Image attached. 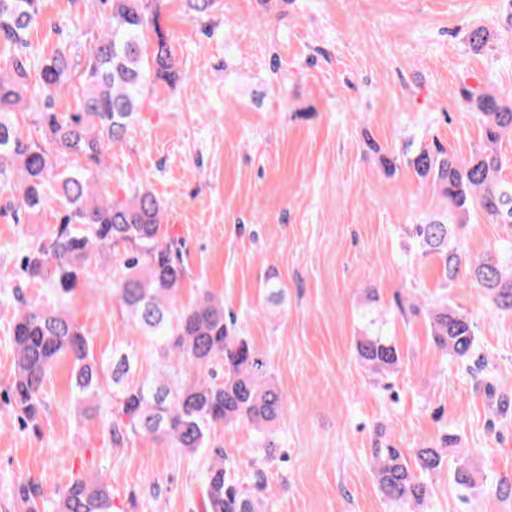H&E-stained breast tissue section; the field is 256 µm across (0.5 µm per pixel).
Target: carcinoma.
Listing matches in <instances>:
<instances>
[{
	"mask_svg": "<svg viewBox=\"0 0 512 512\" xmlns=\"http://www.w3.org/2000/svg\"><path fill=\"white\" fill-rule=\"evenodd\" d=\"M40 2L0 0V43L8 50L0 68V197L17 224H34L47 210L56 218L49 243L29 248L16 272L9 326L14 376L5 403L21 422H35L46 379L67 359L77 407L92 403L106 417L111 399L119 400L120 409L107 422L110 447L139 435L192 455L202 450V512H264L269 465L283 447L277 425L286 412L268 361L239 335L223 300L204 289L193 304L178 303L185 268L155 195L138 188L118 201L103 182L112 142L140 112L149 86L185 78L171 34L153 0H71L77 9L98 11L97 33L85 32L81 43L59 38L40 53L31 39ZM65 96L71 106L60 112ZM468 103L483 131L482 144L470 157L434 141L412 154L388 152L382 164L390 173L408 165L447 201L444 218L412 226L420 255L437 256L447 281L466 271L495 309L512 312V242L473 259L459 238L473 212L493 224H512V180L502 176L500 152L502 140L512 136V98L481 92L469 95ZM119 245L124 275L113 302L157 357V373L136 383L126 381L136 353L120 351L108 363L99 359L62 304L84 283L90 258ZM36 283L48 284L55 298L26 297L24 288ZM411 309L427 318L442 354L461 362L474 357L477 337L467 314L446 299ZM361 319L354 343L358 361L376 376L394 373L401 355L386 321L371 311ZM107 365L116 385L110 396L99 383ZM241 422L254 427L262 450L243 475L234 454L212 438L216 428ZM450 442L446 437L439 447L414 448L410 454L376 445L369 466L380 494L402 512H418L433 495L434 476L448 467ZM452 479L464 495L479 488L477 471L464 457L456 459ZM18 489L27 512H112L101 477L89 481L75 474L56 499L45 497L29 478L20 480Z\"/></svg>",
	"mask_w": 512,
	"mask_h": 512,
	"instance_id": "cac0c4a2",
	"label": "carcinoma"
}]
</instances>
